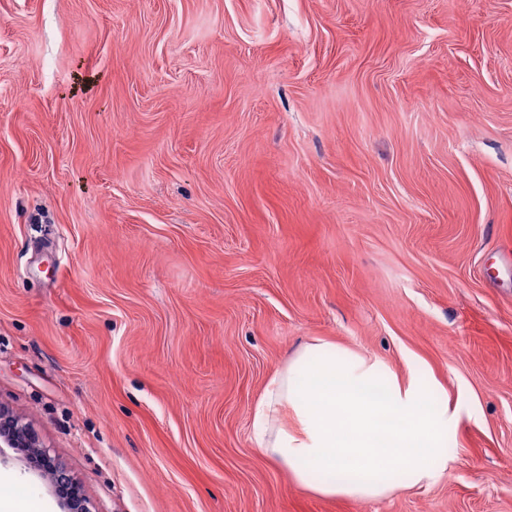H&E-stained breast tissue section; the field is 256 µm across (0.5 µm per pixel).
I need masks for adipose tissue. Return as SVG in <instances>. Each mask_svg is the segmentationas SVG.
Returning <instances> with one entry per match:
<instances>
[{"label": "adipose tissue", "mask_w": 512, "mask_h": 512, "mask_svg": "<svg viewBox=\"0 0 512 512\" xmlns=\"http://www.w3.org/2000/svg\"><path fill=\"white\" fill-rule=\"evenodd\" d=\"M448 409L380 361L315 340L273 371L252 413L260 451L323 497L378 500L448 470Z\"/></svg>", "instance_id": "adipose-tissue-1"}]
</instances>
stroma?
<instances>
[{
  "mask_svg": "<svg viewBox=\"0 0 512 512\" xmlns=\"http://www.w3.org/2000/svg\"><path fill=\"white\" fill-rule=\"evenodd\" d=\"M314 339L447 406L435 485L254 446ZM0 404L89 512H512V0H0Z\"/></svg>",
  "mask_w": 512,
  "mask_h": 512,
  "instance_id": "stroma-1",
  "label": "stroma"
}]
</instances>
